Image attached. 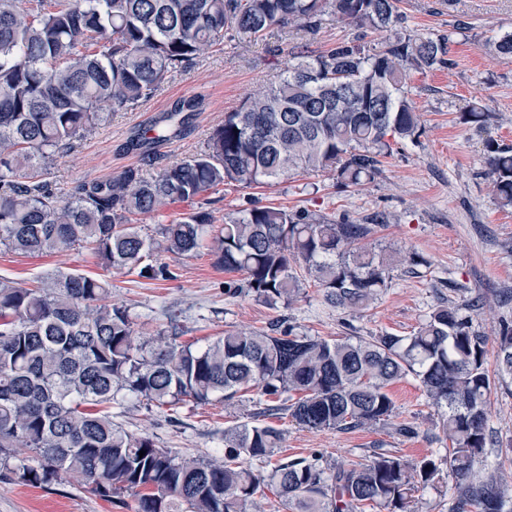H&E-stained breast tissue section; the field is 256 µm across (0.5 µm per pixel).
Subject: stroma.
Returning a JSON list of instances; mask_svg holds the SVG:
<instances>
[{
    "label": "stroma",
    "instance_id": "35a3bbf8",
    "mask_svg": "<svg viewBox=\"0 0 512 512\" xmlns=\"http://www.w3.org/2000/svg\"><path fill=\"white\" fill-rule=\"evenodd\" d=\"M407 31L437 37L454 31L450 65L410 72L404 88L421 116L422 131L414 143L394 146L374 181L355 188L337 186L332 174L303 173L264 184L220 185L192 202H176L142 216L144 233L157 235L191 209L210 211L214 236L226 217L252 206L305 211L339 222L370 227L365 244L390 258V279L378 299L359 312L326 305L311 283H304L291 304L274 307L244 294L225 293L241 274L215 265L209 249L192 256L159 253L172 279L151 280L138 272L107 268L89 250L23 256L0 248V277L20 285L57 271L82 273L109 281L112 303L127 307L138 334L175 327L181 341L202 346L225 331L265 329L275 321L297 334L334 339L369 338L383 333L408 336L424 324L441 303L461 306L475 332L486 336L488 371L496 369L495 340L503 325L512 326V207H500L487 174L488 146L512 145V58L483 49V41L512 29V0H401ZM357 27L325 19L319 33L301 39L290 29L273 30L253 41L226 33L221 47L176 72L161 90L135 108L112 111L108 121L80 138L57 158L49 180L60 198L79 184L107 180L128 168L152 174L200 151L227 112L267 85L294 48L324 50L358 36ZM202 97L186 134L154 153L126 150L137 130L178 101ZM480 104L493 117L483 130L465 124L462 115ZM420 256L421 265L408 261ZM393 414L372 427L347 431L311 430L298 426L287 412L265 414L257 391L234 401L198 405L190 401L171 408L135 400L110 404L114 423L134 434H146L158 446L183 458H212L224 445L225 429L261 421L283 433L274 459L317 457L322 466H351L374 453L388 451L418 462L435 460L438 482L418 491L415 512H448L459 481L448 467L440 431L442 412L428 400L419 380L406 375L388 388ZM403 425L414 427L400 434ZM488 443L478 463L486 475L497 474L506 487L503 512H512V378L496 379L488 408ZM132 493L105 500L82 481L49 486L18 484L0 467V512H135Z\"/></svg>",
    "mask_w": 512,
    "mask_h": 512
}]
</instances>
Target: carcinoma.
<instances>
[{
	"instance_id": "cac0c4a2",
	"label": "carcinoma",
	"mask_w": 512,
	"mask_h": 512,
	"mask_svg": "<svg viewBox=\"0 0 512 512\" xmlns=\"http://www.w3.org/2000/svg\"><path fill=\"white\" fill-rule=\"evenodd\" d=\"M400 0H0V247L52 254L84 247L116 270L153 280L173 277L145 260L161 248L174 256L203 245L211 213L193 211L141 233L136 217L192 201L228 183H260L297 173L329 172L349 188L373 181L391 142L419 137L420 117L403 91L408 72L447 64L455 30L420 37L402 26ZM385 32L376 49L358 37L322 51H291L288 65L224 115L190 159L147 175L128 168L79 185L59 202L48 171L92 132L107 110L153 96L172 73L194 63L234 29L254 39L294 26L313 36L323 17ZM512 57V31L487 43ZM195 97L165 113L154 142L185 134ZM148 138L127 142L136 150ZM492 191L512 207V146L489 145ZM365 224H338L305 212L254 206L224 220L212 239L216 265L244 276L247 293L274 306L297 298L298 270L327 305L368 307L387 288L389 264L372 248H351ZM110 284L60 272L25 287L0 278V453L22 448L37 465L9 469L11 479L49 486L75 478L110 499L131 491L136 512H248L263 487L295 512H411L416 491L433 483L431 459L411 464L377 453L328 475L319 459L270 462L281 433L243 424L224 430V453L183 459L112 422L98 409L122 394L158 407L231 401L256 389L299 426L347 431L392 415L388 387L412 373L432 405L446 408L448 464L463 485L450 512H502L493 475L473 482L487 445L494 386L485 368L487 339L459 308L443 303L412 335L326 340L288 327L229 330L206 345L163 331L136 335L129 311L106 303ZM497 366L512 377V327L500 332ZM299 397L282 408L284 394ZM145 451L139 456V451ZM267 461L264 475L251 462Z\"/></svg>"
}]
</instances>
